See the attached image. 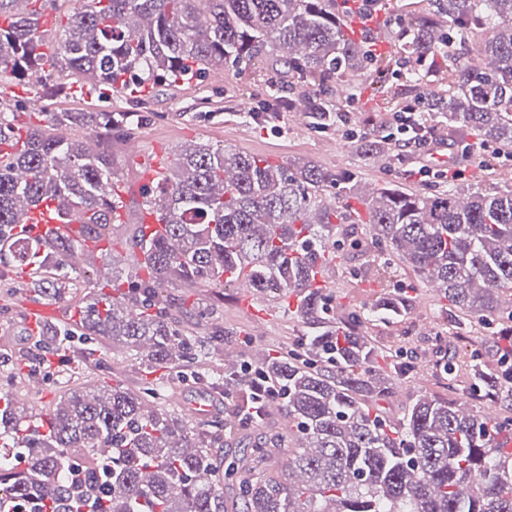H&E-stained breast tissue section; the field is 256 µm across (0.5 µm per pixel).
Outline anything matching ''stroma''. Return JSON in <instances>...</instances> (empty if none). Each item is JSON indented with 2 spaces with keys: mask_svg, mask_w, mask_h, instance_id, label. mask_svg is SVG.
<instances>
[{
  "mask_svg": "<svg viewBox=\"0 0 512 512\" xmlns=\"http://www.w3.org/2000/svg\"><path fill=\"white\" fill-rule=\"evenodd\" d=\"M273 68L256 69L244 66L225 69L221 74H208L200 79L165 82L157 88L154 98L148 104L151 117L134 132L144 151L159 152L175 157L185 145L201 142L229 146L248 153L268 157L276 162L301 159L308 160L322 169L359 170L363 184L398 183L411 192L421 191L420 183L400 179L390 165L362 162L345 132L320 131L311 128L305 118L296 114L295 108L279 112L274 123L261 127L244 120L246 112L257 108L266 99L269 79ZM67 83L81 86L82 92L73 97L47 98L41 93L46 84ZM22 104L25 111L42 112H98L108 108H126L130 102L120 96L99 94L85 86L84 78L66 68L63 60L45 64L33 72L25 83H16L13 74L0 72V105L5 107ZM492 168L482 171L467 169L464 182L472 190L494 194L512 189V160L492 159ZM112 168L124 183L126 193L125 222L115 229L124 234L127 225L136 222L144 193L149 183L142 178L141 164L128 149H120L112 156ZM333 298L331 310L371 304L380 294L376 282H356L347 272L338 274L330 286ZM416 304L422 307L420 319H405L394 322L373 321L369 324L372 335L384 343H399L404 353L378 358L381 370L395 374L394 397L382 401L381 406L389 419H398L404 408L418 396L428 395L442 399L460 400L466 397L464 382L455 375L446 373L441 362L446 352L464 351L465 342L461 331L454 326L434 325L433 317L438 309L439 299L426 286H418ZM171 296L179 303V320L184 331L191 336L208 335L212 324H221L228 332L221 344L219 359L212 364L214 373L224 371L225 362L245 364L252 362L254 347H263L275 355L284 354L290 341L301 334V327L288 314L287 300L271 303L259 296L244 300L239 288H210L194 290L175 288ZM25 300L18 296L0 297V336L11 337L14 348L0 350V391L11 392L26 407L34 411L44 410L46 405L67 391L63 376L71 374L77 384L93 382L121 383L136 390L145 382V374L131 359L121 356L106 357L92 378L82 377L77 363L81 348L90 347V340L73 343L71 349L63 350L62 359L53 363L52 375L45 381L42 393L33 394L27 389L28 370L20 368L18 373L4 371L3 365L9 360L28 354L32 343L31 327L24 309ZM418 352L417 360H407V352ZM409 364L404 375H396L401 364ZM200 394L208 395L214 402L215 415H234L240 399L225 398L223 390L208 385L205 378L190 374L189 378H170L165 404L174 411L189 410L191 401Z\"/></svg>",
  "mask_w": 512,
  "mask_h": 512,
  "instance_id": "obj_1",
  "label": "stroma"
}]
</instances>
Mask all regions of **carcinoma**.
Instances as JSON below:
<instances>
[{
    "mask_svg": "<svg viewBox=\"0 0 512 512\" xmlns=\"http://www.w3.org/2000/svg\"><path fill=\"white\" fill-rule=\"evenodd\" d=\"M56 0H0V70L25 74L62 58L96 88L133 99L128 111L46 112L35 127L0 108V289L32 301L62 300L85 271L71 257L85 241L107 239L128 248L134 267L112 272L90 295L82 335L106 339L112 354L146 370L202 372L211 343L226 336H189L169 313V288L237 284L270 300L292 296L304 356H269L257 364L288 390V430L222 459L227 424L192 423L156 404L166 386L157 378L135 393L118 384L65 392L27 419L0 392V501L39 503L45 512H512V462L495 436L512 417L489 418L473 401L489 399L512 411L505 367L482 360L490 336L470 337L471 351L447 356V371L464 372L472 395L461 402L421 395L397 422L375 412L392 395L393 378L373 373L382 349L367 324L403 319L415 298L383 292L368 307L330 314L327 288L316 276L344 267L367 243L382 277L398 260L436 289L437 316L492 325L512 321V190L464 195L459 184L408 193L397 184L357 192L352 171L328 173L300 159L272 163L236 150L196 143L170 162L160 191L145 209L163 221L151 232L144 219L114 235L112 144L94 143L89 129L131 138L147 120L144 83L202 78L240 64H281L288 76L316 87L305 117L320 130L339 124L350 78L368 71L391 97L386 78L405 67V82L424 81L421 62L444 53L448 89L427 109L448 125L474 129L512 151V0H432L427 15L394 34L399 57H371L363 40L346 35L336 0H72L61 41L38 51V15ZM490 30L479 67L456 47L475 30ZM336 100H331V95ZM364 161L390 153L389 139L365 135ZM336 197L326 198V187ZM366 219H349V200ZM43 203L60 222L77 211L84 237L44 239L26 227L27 209ZM214 384L244 386L241 368H224ZM112 448L106 457L97 448ZM82 468L80 481L69 477ZM482 471L476 482L471 474Z\"/></svg>",
    "mask_w": 512,
    "mask_h": 512,
    "instance_id": "cac0c4a2",
    "label": "carcinoma"
}]
</instances>
